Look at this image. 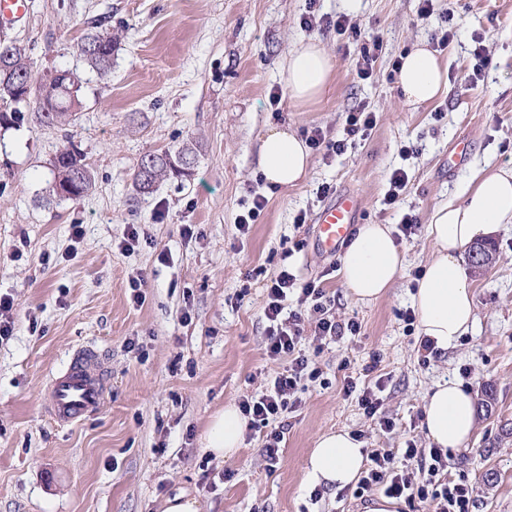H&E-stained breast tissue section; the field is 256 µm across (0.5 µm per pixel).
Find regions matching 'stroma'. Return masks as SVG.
Instances as JSON below:
<instances>
[{
	"label": "stroma",
	"instance_id": "obj_1",
	"mask_svg": "<svg viewBox=\"0 0 512 512\" xmlns=\"http://www.w3.org/2000/svg\"><path fill=\"white\" fill-rule=\"evenodd\" d=\"M28 3L22 20L0 26V39L25 49L34 78L70 68L83 87L74 124H42L30 109L19 127H0V294L15 300L14 334L0 343V512H162L181 493L197 498L201 512H365L353 487L308 486L317 438L359 432L368 452L427 443L423 398L447 380L469 388L478 404L472 437L448 452V475L476 486L473 512H512V224L489 237L496 261L471 277L477 321L455 346L422 362L418 329L402 318L433 253V207L459 201L476 170L512 166V0H433L425 18L418 0ZM312 8L379 32L385 51L363 81L354 71L356 40L323 34L334 62L328 93L312 105L272 104L290 50L310 36L300 19ZM100 18L120 33L104 77L77 52ZM448 26L455 39L438 54L447 91L425 105L407 103L389 77L393 61ZM477 34L491 63L475 82ZM364 102L377 116L368 139L329 160L311 152L296 186L267 185L258 151L271 127L300 136L318 126L335 138ZM410 142L419 152L403 155ZM186 143L196 149L192 173L138 192L140 158ZM67 144L83 154L94 184L49 203V162ZM397 168L410 183L388 209L382 199ZM324 183L357 195L358 223L395 228L409 214L420 225L401 242V276L376 301L356 300L314 246ZM257 194L268 205L238 238L237 217ZM74 224L83 230L76 241ZM131 224L142 237L134 250H120ZM297 241L302 249L289 251ZM286 265L304 279L326 275L337 318L356 320L361 332L306 342L321 375L306 382L288 415L275 470L258 431L233 456L215 459L200 444L210 417L288 366L264 353L263 315L265 284ZM141 276L137 304L130 284ZM87 344L100 350L110 378L102 408L57 426L44 413L49 376ZM374 357L389 379L390 432L341 391L343 377Z\"/></svg>",
	"mask_w": 512,
	"mask_h": 512
}]
</instances>
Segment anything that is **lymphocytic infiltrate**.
Returning <instances> with one entry per match:
<instances>
[{
	"label": "lymphocytic infiltrate",
	"mask_w": 512,
	"mask_h": 512,
	"mask_svg": "<svg viewBox=\"0 0 512 512\" xmlns=\"http://www.w3.org/2000/svg\"><path fill=\"white\" fill-rule=\"evenodd\" d=\"M376 125V114L369 104L358 105L346 115L343 134L327 137L321 128L306 131L310 148L322 152L324 158L342 155L349 142L369 135ZM264 307L265 350L269 358H287L288 367L277 373L260 394L241 399L239 408L247 420V429L266 428L263 455L268 465H276L284 439L282 422L299 404L296 396L301 381L316 380L321 371L302 347L306 336L314 340H336L359 335L361 326L354 320L337 319L334 312L336 298L324 288L321 281H299L284 268L266 286ZM297 295L299 309L288 303L290 295ZM376 364L366 365L364 374L368 382L345 376L342 383L344 396H356L366 417L376 420L383 431L393 427L391 418L382 412V394L386 384L377 376ZM407 463L405 469L393 466L394 454L389 450H374L355 490L356 498L368 501L376 493L390 498H405L424 512H473L476 489L466 481L444 478L448 468V453L436 445L419 447L416 441H407L402 450Z\"/></svg>",
	"instance_id": "obj_1"
}]
</instances>
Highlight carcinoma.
<instances>
[{
    "label": "carcinoma",
    "instance_id": "carcinoma-1",
    "mask_svg": "<svg viewBox=\"0 0 512 512\" xmlns=\"http://www.w3.org/2000/svg\"><path fill=\"white\" fill-rule=\"evenodd\" d=\"M118 38L108 29L94 28L86 34L78 47L79 54L89 68L103 76L112 70ZM8 59L6 67H0V126L18 124L24 119L23 108L28 106L24 99L26 85L33 82L31 63L22 49L16 45L0 43V58ZM82 89L80 79H70L63 75L59 83L47 92L43 101L36 104V112L41 122L48 125L64 126L76 119V104L72 97L79 96ZM191 148L181 147L162 153H149L141 158L134 173L135 186L139 190H148L155 184L180 171L176 165L183 158L190 157ZM53 181L49 187V196L58 198L57 188L65 183L71 190L67 198L80 197L87 193L93 184V176L81 154L73 146L58 150L51 161ZM470 251L482 255V261L471 259L474 266L488 268L495 262V248L478 243Z\"/></svg>",
    "mask_w": 512,
    "mask_h": 512
}]
</instances>
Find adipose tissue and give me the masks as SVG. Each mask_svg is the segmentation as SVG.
<instances>
[{"label":"adipose tissue","mask_w":512,"mask_h":512,"mask_svg":"<svg viewBox=\"0 0 512 512\" xmlns=\"http://www.w3.org/2000/svg\"><path fill=\"white\" fill-rule=\"evenodd\" d=\"M333 72L323 43L303 39L290 51L280 78L289 98L305 104L326 94ZM398 84L407 101L423 105L444 92L447 73L435 54L420 45L403 57ZM258 165L271 187H292L308 171L309 152L294 132L276 126L261 141ZM504 224H512V167L477 172L464 188L460 203H442L433 209L428 234L435 252L411 299L420 334L434 339L438 348L453 345L476 323L464 252ZM341 262L347 288L358 300L369 302L396 282L404 267V252L388 225L364 224ZM245 423L235 406H225L202 433L204 450L217 459L232 456L243 444ZM475 425L474 398L461 384L439 383L425 395L422 426L432 444L463 447ZM364 461L360 441L347 431H331L318 438L311 450L307 480L315 487L341 490L356 479Z\"/></svg>","instance_id":"ef3b65f1"}]
</instances>
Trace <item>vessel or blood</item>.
<instances>
[{
    "label": "vessel or blood",
    "instance_id": "obj_1",
    "mask_svg": "<svg viewBox=\"0 0 512 512\" xmlns=\"http://www.w3.org/2000/svg\"><path fill=\"white\" fill-rule=\"evenodd\" d=\"M359 210L357 197L342 194L325 205L317 218L318 249L333 255L350 236ZM107 386L101 354L91 347L73 353L68 364L50 377L47 412L67 425L97 413Z\"/></svg>",
    "mask_w": 512,
    "mask_h": 512
}]
</instances>
